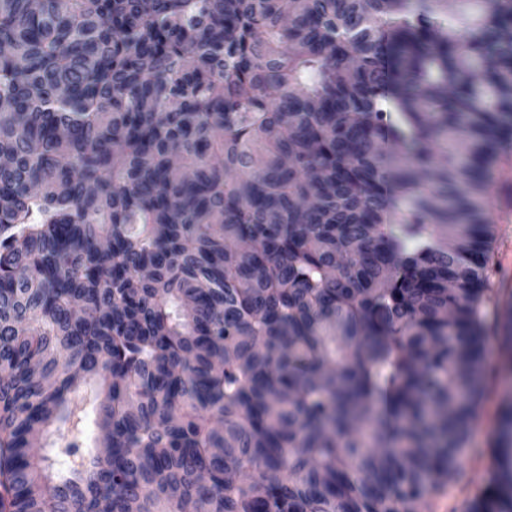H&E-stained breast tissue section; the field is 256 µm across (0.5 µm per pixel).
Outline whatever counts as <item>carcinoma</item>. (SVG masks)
I'll return each mask as SVG.
<instances>
[{"label":"carcinoma","instance_id":"1","mask_svg":"<svg viewBox=\"0 0 512 512\" xmlns=\"http://www.w3.org/2000/svg\"><path fill=\"white\" fill-rule=\"evenodd\" d=\"M0 106V512L454 486L512 377V0H0ZM86 385L112 458L61 473ZM494 424L469 512H512V392Z\"/></svg>","mask_w":512,"mask_h":512}]
</instances>
